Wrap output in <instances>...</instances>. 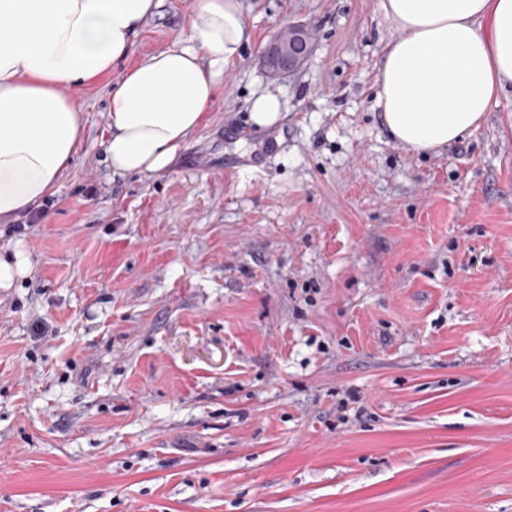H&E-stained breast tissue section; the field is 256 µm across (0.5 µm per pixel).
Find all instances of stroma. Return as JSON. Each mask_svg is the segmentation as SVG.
<instances>
[{"instance_id":"obj_1","label":"stroma","mask_w":512,"mask_h":512,"mask_svg":"<svg viewBox=\"0 0 512 512\" xmlns=\"http://www.w3.org/2000/svg\"><path fill=\"white\" fill-rule=\"evenodd\" d=\"M191 2L71 91L70 171L0 224L27 260L0 288V512H512V89L417 153L375 106L380 0H243L201 126L167 169L113 174L108 88ZM295 24L312 52L270 78ZM280 31L269 44L265 56L266 63L273 68L272 77H279L300 67L309 57V44L313 33L303 25H293ZM283 106L276 93L266 91L254 95L250 100L251 121L260 128L273 127L280 121Z\"/></svg>"}]
</instances>
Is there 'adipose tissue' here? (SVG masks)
I'll return each mask as SVG.
<instances>
[{
    "label": "adipose tissue",
    "mask_w": 512,
    "mask_h": 512,
    "mask_svg": "<svg viewBox=\"0 0 512 512\" xmlns=\"http://www.w3.org/2000/svg\"><path fill=\"white\" fill-rule=\"evenodd\" d=\"M160 0H0V223L38 209L84 136L69 89L127 59ZM400 30L385 48L376 105L416 152L478 129L512 86V0H381ZM251 39L242 0H193L186 35L126 71L108 93L113 174L166 169L216 101Z\"/></svg>",
    "instance_id": "ef3b65f1"
}]
</instances>
